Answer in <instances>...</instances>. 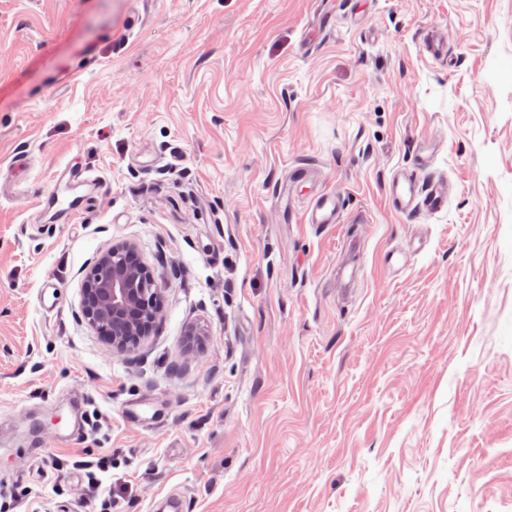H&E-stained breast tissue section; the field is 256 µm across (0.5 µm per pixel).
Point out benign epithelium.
<instances>
[{
    "label": "benign epithelium",
    "mask_w": 512,
    "mask_h": 512,
    "mask_svg": "<svg viewBox=\"0 0 512 512\" xmlns=\"http://www.w3.org/2000/svg\"><path fill=\"white\" fill-rule=\"evenodd\" d=\"M83 294L85 318L120 350L151 335L163 311L160 289L129 243L100 255Z\"/></svg>",
    "instance_id": "obj_1"
}]
</instances>
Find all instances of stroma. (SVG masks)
Listing matches in <instances>:
<instances>
[{
  "mask_svg": "<svg viewBox=\"0 0 512 512\" xmlns=\"http://www.w3.org/2000/svg\"><path fill=\"white\" fill-rule=\"evenodd\" d=\"M331 6L0 0V512H100L102 456L112 512H512V0ZM429 144L448 207L397 214ZM120 243L163 299L125 351L82 313ZM340 213L339 200L334 194L320 193L311 200L306 211L307 224H336Z\"/></svg>",
  "mask_w": 512,
  "mask_h": 512,
  "instance_id": "obj_1",
  "label": "stroma"
}]
</instances>
